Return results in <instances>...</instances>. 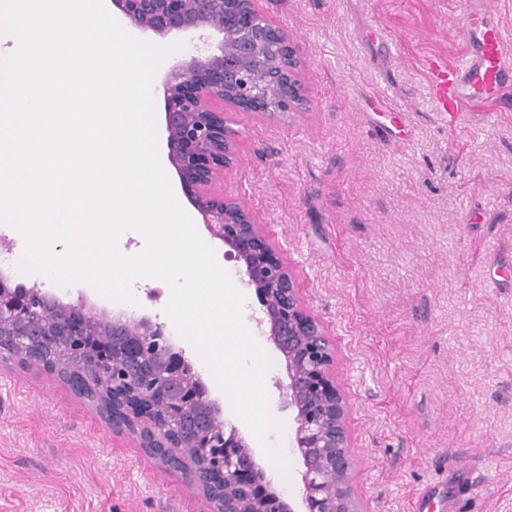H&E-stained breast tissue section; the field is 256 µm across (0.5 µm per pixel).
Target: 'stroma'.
I'll use <instances>...</instances> for the list:
<instances>
[{
	"label": "stroma",
	"instance_id": "35a3bbf8",
	"mask_svg": "<svg viewBox=\"0 0 512 512\" xmlns=\"http://www.w3.org/2000/svg\"><path fill=\"white\" fill-rule=\"evenodd\" d=\"M291 35L306 109L229 111L240 198L327 326L365 512H512V95L449 128L424 62H461L465 0H260ZM385 98L391 111L374 109ZM266 390L293 505L301 456L280 352ZM0 512H211L57 376L0 353Z\"/></svg>",
	"mask_w": 512,
	"mask_h": 512
}]
</instances>
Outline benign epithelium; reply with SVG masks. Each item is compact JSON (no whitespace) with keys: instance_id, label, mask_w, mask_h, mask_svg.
<instances>
[{"instance_id":"benign-epithelium-1","label":"benign epithelium","mask_w":512,"mask_h":512,"mask_svg":"<svg viewBox=\"0 0 512 512\" xmlns=\"http://www.w3.org/2000/svg\"><path fill=\"white\" fill-rule=\"evenodd\" d=\"M133 27L161 37L198 39L206 53L174 63L161 82L168 159L183 194L210 235L228 247L254 289L268 338L285 360L290 383L285 406L294 414V442L304 470L303 512H363L351 484L347 404L331 373L335 351L324 323L305 308L295 276L270 235L245 204L224 193V171L234 161L231 130L219 100L235 110L267 115L295 112L308 101L298 76L301 61L290 36L257 8L256 0H110ZM49 309L50 324L33 318ZM103 325L99 341L112 359L129 340L127 377L141 373L136 350L153 336L166 340L150 361L164 382L143 394L112 389L99 407L112 429L134 437L168 470L186 475L211 504L212 512H295L266 480L255 450L236 427L213 461H197L187 449L208 448L200 440L223 419L221 406L182 349L170 342L164 325L124 312L98 311L80 300L65 303L36 287L17 293L0 276V328L30 345H53L66 336H84L89 320ZM202 404L189 439L174 430L191 407Z\"/></svg>"}]
</instances>
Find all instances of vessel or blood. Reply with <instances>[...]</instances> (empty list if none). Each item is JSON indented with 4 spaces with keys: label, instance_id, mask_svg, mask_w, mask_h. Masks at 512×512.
I'll return each instance as SVG.
<instances>
[{
    "label": "vessel or blood",
    "instance_id": "vessel-or-blood-1",
    "mask_svg": "<svg viewBox=\"0 0 512 512\" xmlns=\"http://www.w3.org/2000/svg\"><path fill=\"white\" fill-rule=\"evenodd\" d=\"M488 0H467L461 26L466 45L463 62L441 58L427 66L431 94L450 127H458L466 112L497 102L512 72V31L492 19Z\"/></svg>",
    "mask_w": 512,
    "mask_h": 512
}]
</instances>
